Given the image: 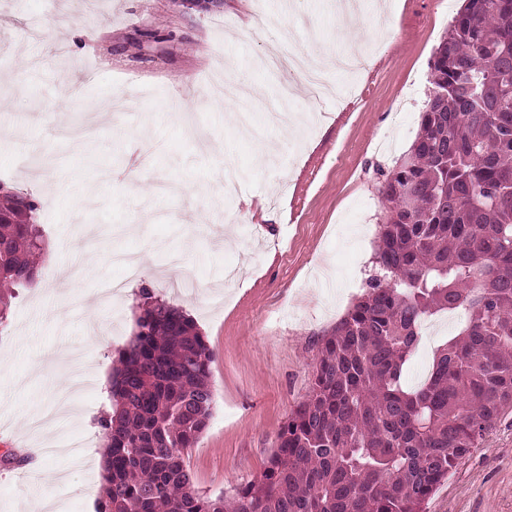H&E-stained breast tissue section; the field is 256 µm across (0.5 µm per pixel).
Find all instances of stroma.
<instances>
[{
    "label": "stroma",
    "mask_w": 512,
    "mask_h": 512,
    "mask_svg": "<svg viewBox=\"0 0 512 512\" xmlns=\"http://www.w3.org/2000/svg\"><path fill=\"white\" fill-rule=\"evenodd\" d=\"M356 26L336 0H0V181L30 196L48 243L43 275L0 328V512L45 502L89 512L101 475V373L134 328L147 287L186 309L213 350V415L189 449L197 487L233 494L258 476L290 413L310 391L324 337L367 289L387 214L382 170L411 146L430 61L461 0H357ZM260 15L259 28L246 27ZM281 43L315 66L353 47L356 78L328 72L337 99L279 95L260 61ZM225 74L243 96L214 97ZM102 104L105 114L92 112ZM272 211L253 219L250 204ZM150 274L120 300L115 251ZM181 257L192 287L169 270ZM80 267L83 286L62 274ZM409 383L457 326L428 318ZM107 341L89 349V338ZM84 440L76 455L47 453ZM43 449L39 470L21 449ZM426 512H512V411L431 495Z\"/></svg>",
    "instance_id": "obj_1"
}]
</instances>
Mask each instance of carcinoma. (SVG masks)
Wrapping results in <instances>:
<instances>
[{
    "label": "carcinoma",
    "mask_w": 512,
    "mask_h": 512,
    "mask_svg": "<svg viewBox=\"0 0 512 512\" xmlns=\"http://www.w3.org/2000/svg\"><path fill=\"white\" fill-rule=\"evenodd\" d=\"M430 83L415 140L384 174L379 274L322 340L260 476L231 496L196 487L185 453L213 414V351L143 287L98 421L96 512H425L512 407V0H464ZM46 250L36 203L0 183V327ZM455 308L466 321L406 388L422 321Z\"/></svg>",
    "instance_id": "obj_1"
}]
</instances>
